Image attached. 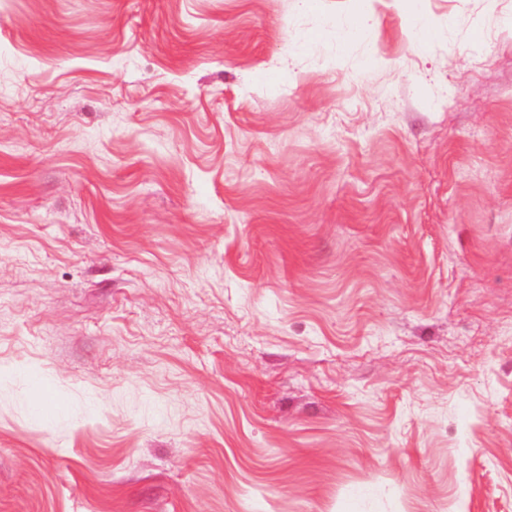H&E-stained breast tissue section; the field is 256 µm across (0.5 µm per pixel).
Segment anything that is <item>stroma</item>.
<instances>
[{"instance_id": "stroma-1", "label": "stroma", "mask_w": 512, "mask_h": 512, "mask_svg": "<svg viewBox=\"0 0 512 512\" xmlns=\"http://www.w3.org/2000/svg\"><path fill=\"white\" fill-rule=\"evenodd\" d=\"M0 512H512V0H0ZM16 397L20 403H24L32 408L52 426L57 427L62 423H65L67 426L79 418V413L76 411L51 407L45 402L33 400L24 391L18 392Z\"/></svg>"}]
</instances>
